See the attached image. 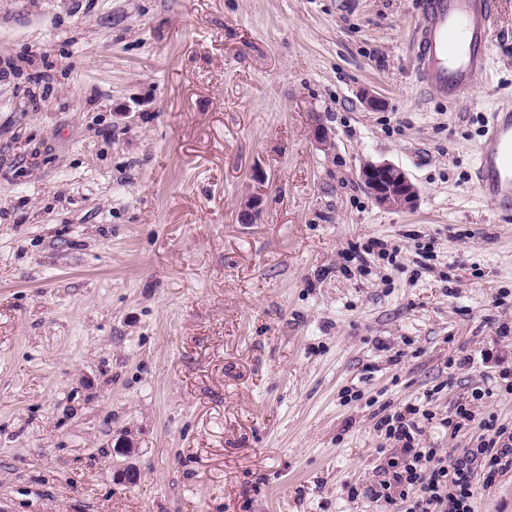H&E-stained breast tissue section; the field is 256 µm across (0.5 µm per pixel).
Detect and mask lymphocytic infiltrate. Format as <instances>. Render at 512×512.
<instances>
[{
	"mask_svg": "<svg viewBox=\"0 0 512 512\" xmlns=\"http://www.w3.org/2000/svg\"><path fill=\"white\" fill-rule=\"evenodd\" d=\"M455 415L465 425L482 431L484 437L450 466L437 461L435 451L422 446V424L432 420L431 412L412 406L379 417L375 431L394 441L400 458L382 467L377 484L347 483L343 493L353 500L401 501L404 512H473L478 494L474 470L482 468L490 478L512 470V431L491 418L476 420L468 403L462 401L457 402Z\"/></svg>",
	"mask_w": 512,
	"mask_h": 512,
	"instance_id": "1",
	"label": "lymphocytic infiltrate"
}]
</instances>
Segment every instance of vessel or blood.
Wrapping results in <instances>:
<instances>
[{"mask_svg": "<svg viewBox=\"0 0 512 512\" xmlns=\"http://www.w3.org/2000/svg\"><path fill=\"white\" fill-rule=\"evenodd\" d=\"M497 27L494 0H421L417 68L424 89L456 100L483 81ZM482 199L512 216V104L493 112L475 170Z\"/></svg>", "mask_w": 512, "mask_h": 512, "instance_id": "vessel-or-blood-1", "label": "vessel or blood"}]
</instances>
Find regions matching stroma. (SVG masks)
<instances>
[{
  "mask_svg": "<svg viewBox=\"0 0 512 512\" xmlns=\"http://www.w3.org/2000/svg\"><path fill=\"white\" fill-rule=\"evenodd\" d=\"M419 2L0 0V512H398L341 493L381 478L375 415L430 410L450 463L459 400L512 429V219L474 183L512 0L452 104ZM475 481L512 512V472ZM360 180L381 207H411L417 197V189L406 173L388 162L364 164L360 169Z\"/></svg>",
  "mask_w": 512,
  "mask_h": 512,
  "instance_id": "1",
  "label": "stroma"
}]
</instances>
